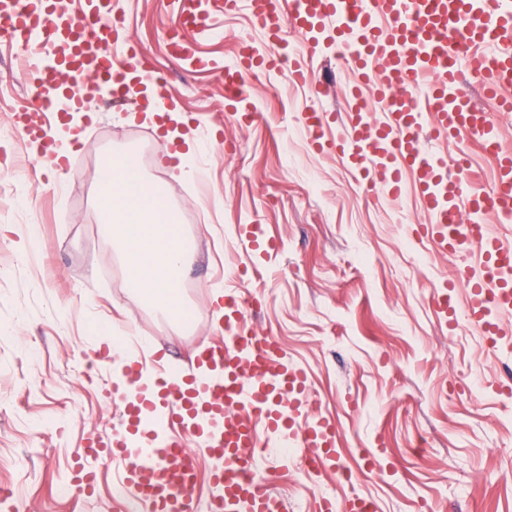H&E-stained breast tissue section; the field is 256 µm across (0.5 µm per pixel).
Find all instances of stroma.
<instances>
[{"label":"stroma","mask_w":512,"mask_h":512,"mask_svg":"<svg viewBox=\"0 0 512 512\" xmlns=\"http://www.w3.org/2000/svg\"><path fill=\"white\" fill-rule=\"evenodd\" d=\"M112 2L127 18L123 39L169 74L179 132L196 150L185 174L170 171L177 143L145 123L142 95L74 115L82 135L70 167L26 166L32 149L14 114L38 109L35 87L28 76L4 81L18 55L0 41V512H115L123 465L100 466L87 446L116 423L122 357L102 366L112 345L94 327L109 323L126 356L186 376L217 336L215 291L236 289L261 302L252 327L305 372L306 417L333 423L337 448L362 446L382 462L340 485L334 470L305 477L300 456L270 449L261 477L284 512L353 496L377 512H512V414L497 403L512 358L478 328L449 327L433 300L435 285L458 281L478 257L405 235L427 221L413 177L401 201L378 202L303 130L310 108L343 111L354 68L328 47L303 58L306 83L253 72L244 104L254 119L243 123L226 108L220 73L241 37L266 45L248 10L217 19L219 36H194L205 65L179 71L163 47L173 0ZM144 142L143 174L163 186L168 208L195 217L179 227L192 245L179 295L199 314L187 329L140 301L104 232L101 160ZM242 224L260 225L276 250H250ZM79 467L96 473L94 493L73 490Z\"/></svg>","instance_id":"35a3bbf8"}]
</instances>
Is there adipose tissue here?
I'll list each match as a JSON object with an SVG mask.
<instances>
[{"label":"adipose tissue","instance_id":"obj_1","mask_svg":"<svg viewBox=\"0 0 512 512\" xmlns=\"http://www.w3.org/2000/svg\"><path fill=\"white\" fill-rule=\"evenodd\" d=\"M103 196L114 219L109 225L130 284L141 300L173 315L183 304L177 288L184 269L187 241L171 226L159 185L147 182L134 157H126L112 180L103 182Z\"/></svg>","mask_w":512,"mask_h":512}]
</instances>
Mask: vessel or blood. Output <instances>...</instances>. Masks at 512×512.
<instances>
[{"mask_svg":"<svg viewBox=\"0 0 512 512\" xmlns=\"http://www.w3.org/2000/svg\"><path fill=\"white\" fill-rule=\"evenodd\" d=\"M243 6L269 43L292 27L308 53L327 44L350 57L359 85L374 88L383 111L349 93L336 140L327 136L326 113L306 112L311 144L346 155L392 201L405 192L404 172H412L429 217L414 228L415 237L438 253L478 255L477 269L463 278L464 314L490 347L512 343V246L485 222L492 214L512 223V148L459 88L460 72L468 70L485 96L512 112V0H181L164 39L168 56L180 67L200 66L188 36L213 31L217 17ZM123 22L111 0H84L78 10L72 0H0V24L35 52L31 68L42 94L62 96L78 110L107 85L124 88L146 76L165 87L166 77L149 69L135 48L113 61ZM272 63L257 47H242L231 78L244 80ZM459 133L495 148L494 196L469 185L468 149L449 157L425 147V135ZM253 306L238 292L225 293L224 338L200 349L198 372L181 382L169 383L165 371L146 363L129 367L132 385L154 372L159 398L129 393L111 439L92 441L90 448L95 457L125 460V486L141 512H198L193 487L201 448L212 461L215 512H281L280 499L253 469L261 448L293 442L318 468L334 467L335 428L324 420L302 423L306 376L283 359L274 337L250 328ZM154 417L162 435L147 434L143 446L129 452L127 433Z\"/></svg>","mask_w":512,"mask_h":512,"instance_id":"obj_1","label":"vessel or blood"}]
</instances>
